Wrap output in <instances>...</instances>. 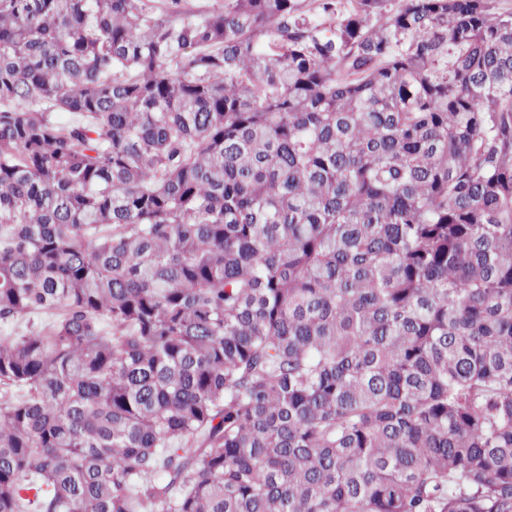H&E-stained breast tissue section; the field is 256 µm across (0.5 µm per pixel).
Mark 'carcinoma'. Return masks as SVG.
Listing matches in <instances>:
<instances>
[{
    "instance_id": "cac0c4a2",
    "label": "carcinoma",
    "mask_w": 512,
    "mask_h": 512,
    "mask_svg": "<svg viewBox=\"0 0 512 512\" xmlns=\"http://www.w3.org/2000/svg\"><path fill=\"white\" fill-rule=\"evenodd\" d=\"M180 2L0 0V512H512V12ZM223 3L224 0H183L180 13L174 15L172 19L179 24L183 19L203 16Z\"/></svg>"
}]
</instances>
